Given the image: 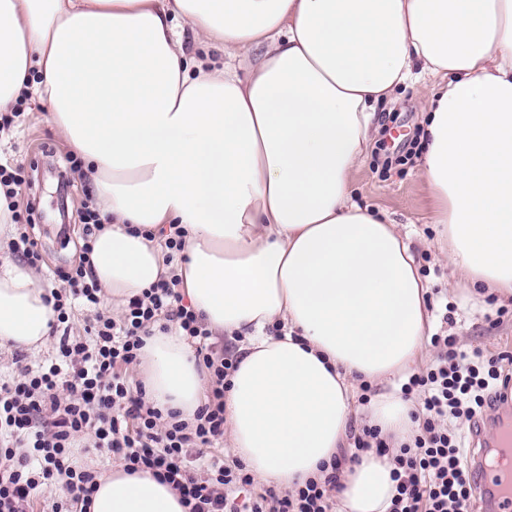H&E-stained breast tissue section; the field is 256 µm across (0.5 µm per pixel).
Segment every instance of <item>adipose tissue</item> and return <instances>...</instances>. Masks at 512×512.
Wrapping results in <instances>:
<instances>
[{
	"instance_id": "obj_1",
	"label": "adipose tissue",
	"mask_w": 512,
	"mask_h": 512,
	"mask_svg": "<svg viewBox=\"0 0 512 512\" xmlns=\"http://www.w3.org/2000/svg\"><path fill=\"white\" fill-rule=\"evenodd\" d=\"M182 24L223 68L186 54ZM403 86L443 256L476 296L512 298V0H0V113L44 103L94 179L112 221L91 258L113 309L168 272L145 231L180 225L185 302L239 339L231 454L282 489L338 456L355 383L407 370L430 329L409 237L351 194L375 106ZM52 321L32 270L0 265V346L41 349ZM141 369L162 410L204 404L181 332L147 338ZM411 410L382 394L369 422L401 440ZM391 470L372 452L346 466L340 512H386ZM97 482L90 512H188L148 473Z\"/></svg>"
}]
</instances>
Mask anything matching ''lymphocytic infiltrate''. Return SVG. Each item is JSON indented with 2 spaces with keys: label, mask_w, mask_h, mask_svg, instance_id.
I'll list each match as a JSON object with an SVG mask.
<instances>
[{
  "label": "lymphocytic infiltrate",
  "mask_w": 512,
  "mask_h": 512,
  "mask_svg": "<svg viewBox=\"0 0 512 512\" xmlns=\"http://www.w3.org/2000/svg\"><path fill=\"white\" fill-rule=\"evenodd\" d=\"M25 181L22 166L0 163V186L17 235L13 253L41 274L39 285L56 315V358L33 368L16 352L17 376L0 382V512H34L44 487L54 483L66 490L69 505L90 508L98 473L74 464L77 448L112 456L127 474L151 473L178 491L189 512H333L344 466L369 451L393 464L396 487L387 512H469L473 485L452 422L475 423L484 407L506 402L503 388L512 375L504 372L502 357L467 352L458 349L455 337L433 335L435 361L400 388L404 398L422 401L410 442L391 451L379 430L369 427L355 436L349 454L333 459L324 478L291 490L253 491L254 478L240 461H201L205 449L224 441V391L239 357L216 349L202 317L184 305L182 276L170 273L130 297L120 316L101 311L103 288L93 275L91 254L104 222L95 203L84 202L80 213L78 263L45 274L30 220L16 202ZM75 299L97 310L81 337L68 324ZM174 326L209 377L207 400L189 418L155 407L128 375L146 338Z\"/></svg>",
  "instance_id": "obj_1"
}]
</instances>
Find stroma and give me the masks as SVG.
Instances as JSON below:
<instances>
[{
    "label": "stroma",
    "mask_w": 512,
    "mask_h": 512,
    "mask_svg": "<svg viewBox=\"0 0 512 512\" xmlns=\"http://www.w3.org/2000/svg\"><path fill=\"white\" fill-rule=\"evenodd\" d=\"M422 121L420 100L411 87L400 88L394 103L377 109L378 136L398 154L421 133ZM68 151L50 126L44 106L35 101L28 103L22 124L0 138V156L22 162L28 172L22 200L33 205L31 234L42 249V265L47 269L77 259L78 212L86 196L97 193L88 175L76 171L69 175L68 192L58 194L57 174L46 155L53 152L61 157ZM353 188L359 203L385 212L409 234L420 273L430 287L427 303L433 332L454 336L460 346L481 348L489 356L512 353V300L494 295L472 300L457 273L441 258L439 227L429 221L432 199L415 170L414 159L404 158L383 174L374 158H366L355 173Z\"/></svg>",
    "instance_id": "1"
}]
</instances>
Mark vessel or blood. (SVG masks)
<instances>
[{"label": "vessel or blood", "instance_id": "1", "mask_svg": "<svg viewBox=\"0 0 512 512\" xmlns=\"http://www.w3.org/2000/svg\"><path fill=\"white\" fill-rule=\"evenodd\" d=\"M471 441L467 466L476 489L478 512H512V471L497 468L490 461L494 440H488L485 430L472 433Z\"/></svg>", "mask_w": 512, "mask_h": 512}]
</instances>
